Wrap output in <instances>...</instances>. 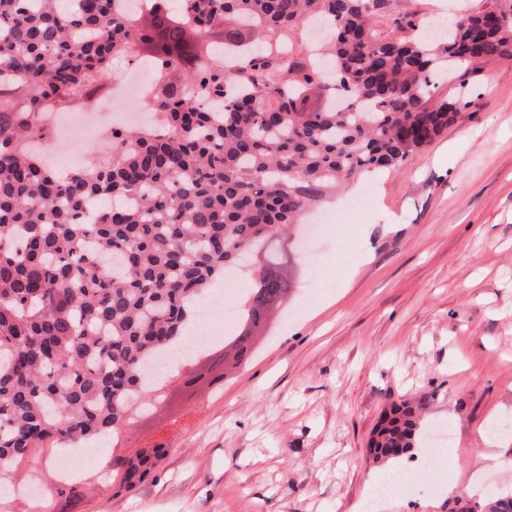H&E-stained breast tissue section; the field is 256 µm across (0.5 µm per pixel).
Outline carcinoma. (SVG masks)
<instances>
[{"label":"carcinoma","instance_id":"cac0c4a2","mask_svg":"<svg viewBox=\"0 0 512 512\" xmlns=\"http://www.w3.org/2000/svg\"><path fill=\"white\" fill-rule=\"evenodd\" d=\"M113 2L0 0V475L41 442L120 431L152 395L139 367L185 336L213 282L261 254L224 337V357L249 361L294 285L289 246L271 241L339 181L399 169L474 104L483 66L512 60V15L486 21L512 0L454 11L437 45L410 20L385 23L391 0H160L131 22ZM307 16L333 32L319 60L279 49ZM218 48L239 55L233 85ZM134 49L155 65L158 126L112 130L102 159L61 179L30 147L40 114L86 108ZM195 84L221 111H203ZM376 428L375 462L426 440L410 402Z\"/></svg>","mask_w":512,"mask_h":512}]
</instances>
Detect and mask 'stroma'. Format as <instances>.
Listing matches in <instances>:
<instances>
[{"label": "stroma", "mask_w": 512, "mask_h": 512, "mask_svg": "<svg viewBox=\"0 0 512 512\" xmlns=\"http://www.w3.org/2000/svg\"><path fill=\"white\" fill-rule=\"evenodd\" d=\"M476 103L402 168L354 179L325 206L337 223L294 256L296 286L245 364L224 341L172 376L120 442L93 438L80 474L58 476L81 446L34 451L12 474L0 512H367L372 480L394 473L367 443L380 416L415 397L423 424L448 425L445 456L428 445L419 484L377 512H448V499L512 491V61L479 75ZM163 449L131 491L99 480L115 459Z\"/></svg>", "instance_id": "1"}]
</instances>
